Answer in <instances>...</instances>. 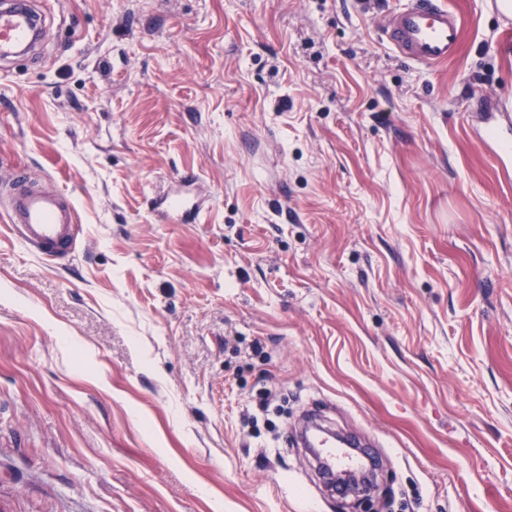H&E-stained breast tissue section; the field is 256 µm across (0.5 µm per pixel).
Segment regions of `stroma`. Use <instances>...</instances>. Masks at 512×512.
Returning a JSON list of instances; mask_svg holds the SVG:
<instances>
[{
	"label": "stroma",
	"instance_id": "stroma-1",
	"mask_svg": "<svg viewBox=\"0 0 512 512\" xmlns=\"http://www.w3.org/2000/svg\"><path fill=\"white\" fill-rule=\"evenodd\" d=\"M405 0H31L0 74V512H512V25L448 0L431 67ZM81 227L50 262L10 176ZM198 174L197 220L152 201ZM374 445L330 490L308 415ZM384 33L397 53L427 66L456 58L463 43L459 16L442 0H407L388 16ZM491 119L488 121L487 137H481L479 147L491 148L495 154L502 160L505 169L508 172L507 162L512 157V124L510 121L501 120V112H492Z\"/></svg>",
	"mask_w": 512,
	"mask_h": 512
}]
</instances>
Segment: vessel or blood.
I'll return each instance as SVG.
<instances>
[{
	"mask_svg": "<svg viewBox=\"0 0 512 512\" xmlns=\"http://www.w3.org/2000/svg\"><path fill=\"white\" fill-rule=\"evenodd\" d=\"M384 33L397 53L427 66L456 58L463 43L459 16L445 0H405L403 7L389 15ZM35 36L26 0H0V59L24 55ZM487 128L480 147L491 148L502 161L512 160V122L496 112ZM16 180L8 221L21 243L50 261L71 256L80 234L74 206L60 192L25 186L24 175H17ZM314 445L329 467L351 468L362 461L361 456L327 438L316 439Z\"/></svg>",
	"mask_w": 512,
	"mask_h": 512,
	"instance_id": "vessel-or-blood-1",
	"label": "vessel or blood"
}]
</instances>
